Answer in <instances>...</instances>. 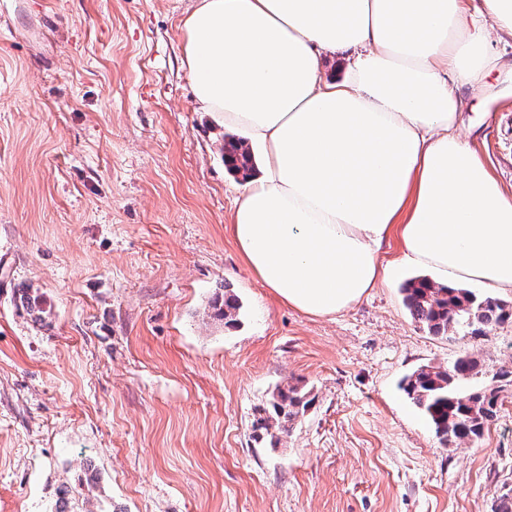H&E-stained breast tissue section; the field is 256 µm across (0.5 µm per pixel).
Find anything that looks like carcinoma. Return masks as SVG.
<instances>
[{
	"instance_id": "carcinoma-1",
	"label": "carcinoma",
	"mask_w": 512,
	"mask_h": 512,
	"mask_svg": "<svg viewBox=\"0 0 512 512\" xmlns=\"http://www.w3.org/2000/svg\"><path fill=\"white\" fill-rule=\"evenodd\" d=\"M223 151L224 165L244 180L251 178L253 156L238 138L224 140ZM402 291L411 319L433 336L450 338L465 329L471 338L478 339L512 318L508 306L495 298L480 297L466 288L439 286L426 278L409 281ZM14 294L30 311H42L40 296L33 289L16 288ZM481 375L479 358L466 352L446 367H419L404 377L401 388L425 415L440 443L448 447L480 438L497 417L503 386L512 385V371L503 370L498 375L500 385L467 388ZM311 403L305 387H280L254 429L263 431L276 444L278 434L287 432Z\"/></svg>"
}]
</instances>
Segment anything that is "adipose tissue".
<instances>
[{
  "instance_id": "1",
  "label": "adipose tissue",
  "mask_w": 512,
  "mask_h": 512,
  "mask_svg": "<svg viewBox=\"0 0 512 512\" xmlns=\"http://www.w3.org/2000/svg\"><path fill=\"white\" fill-rule=\"evenodd\" d=\"M198 0L183 26L200 107L264 147L230 234L277 299L339 314L384 280L378 251L445 284L512 290V194L458 131L501 69L512 0ZM353 54L339 78L322 58Z\"/></svg>"
}]
</instances>
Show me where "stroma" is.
<instances>
[{"label":"stroma","instance_id":"stroma-1","mask_svg":"<svg viewBox=\"0 0 512 512\" xmlns=\"http://www.w3.org/2000/svg\"><path fill=\"white\" fill-rule=\"evenodd\" d=\"M196 0H0V512H501L512 386L442 446L399 382L465 351L512 369V319L430 335L407 265L327 317L278 302L228 230L244 182L195 100ZM462 136L512 192V74L465 93ZM37 290V321L12 300ZM237 296L234 327L214 294ZM313 402L278 444L277 388Z\"/></svg>","mask_w":512,"mask_h":512}]
</instances>
